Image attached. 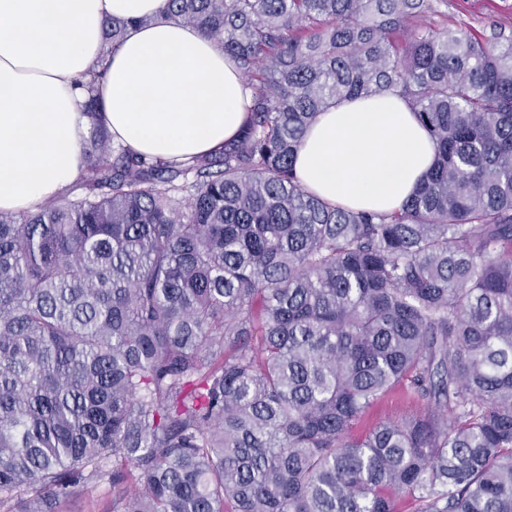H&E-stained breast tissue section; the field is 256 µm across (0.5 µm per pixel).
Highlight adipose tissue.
<instances>
[{"label": "adipose tissue", "instance_id": "ef3b65f1", "mask_svg": "<svg viewBox=\"0 0 512 512\" xmlns=\"http://www.w3.org/2000/svg\"><path fill=\"white\" fill-rule=\"evenodd\" d=\"M166 0H0V210L42 205L82 169L89 120L75 84L106 65L102 108L115 142L178 161L211 152L245 119L246 83L197 29L161 20ZM130 21L101 61L103 23ZM434 145L397 95L345 100L306 131L302 187L330 204L389 212L419 187Z\"/></svg>", "mask_w": 512, "mask_h": 512}]
</instances>
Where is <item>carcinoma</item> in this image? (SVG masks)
Returning <instances> with one entry per match:
<instances>
[{
  "label": "carcinoma",
  "mask_w": 512,
  "mask_h": 512,
  "mask_svg": "<svg viewBox=\"0 0 512 512\" xmlns=\"http://www.w3.org/2000/svg\"><path fill=\"white\" fill-rule=\"evenodd\" d=\"M448 0H167L251 90L188 162L113 144L81 197L0 210V512H512V36ZM102 58L128 22L104 21ZM395 94L435 160L391 213L293 166L331 105ZM402 389L421 409L353 428ZM59 512H113L112 487L100 483L76 488L62 502Z\"/></svg>",
  "instance_id": "carcinoma-1"
}]
</instances>
